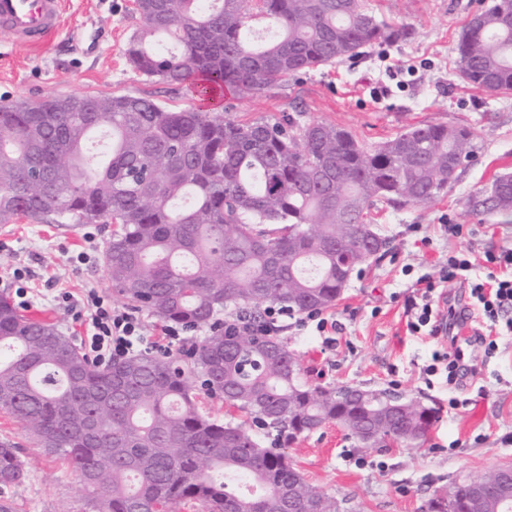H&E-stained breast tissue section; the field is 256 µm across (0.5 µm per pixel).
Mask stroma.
<instances>
[{
  "label": "stroma",
  "mask_w": 512,
  "mask_h": 512,
  "mask_svg": "<svg viewBox=\"0 0 512 512\" xmlns=\"http://www.w3.org/2000/svg\"><path fill=\"white\" fill-rule=\"evenodd\" d=\"M61 31L39 47L15 45L0 30V102L38 101L64 94L143 95L166 109L198 106L180 84L146 77L126 56L142 19L132 0H66ZM391 23H408L413 36L376 45L364 57L290 76L267 92L244 99L226 95L212 112L248 122L290 114L300 122H326L375 146L418 123L464 126L475 135L474 157L447 193L423 207L377 204L370 215L386 246L378 261L352 275L340 299L324 316L336 326L319 333L314 324L289 320L281 339L297 357V380L306 387L356 386L391 392L435 411L421 448L391 443L364 448L347 429L328 425L281 441L305 479L342 501L345 512H424L425 503L489 471L512 468V335L498 337L486 355L463 344L479 374L448 387L444 376L426 378L431 354L446 349L438 337L410 334L411 284L439 275L450 252L468 250L475 265L486 251L512 246V213L469 208L493 181L512 173V90L489 94L463 81L456 68L459 36L474 14L493 0H365ZM460 224L462 237L445 227ZM108 224H55L24 216L0 224V281L11 267L28 268V286L39 309L66 335L79 336L73 308L53 307L52 295L81 298L86 289L111 293L103 252ZM87 251L88 264L71 255ZM458 399L449 408V399ZM20 448L26 480L0 486V505L11 512H91L81 485L59 459L37 448L22 424L0 411V442Z\"/></svg>",
  "instance_id": "1"
}]
</instances>
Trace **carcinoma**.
I'll use <instances>...</instances> for the list:
<instances>
[{"instance_id": "1", "label": "carcinoma", "mask_w": 512, "mask_h": 512, "mask_svg": "<svg viewBox=\"0 0 512 512\" xmlns=\"http://www.w3.org/2000/svg\"><path fill=\"white\" fill-rule=\"evenodd\" d=\"M141 18L131 66L201 100L222 89L259 95L413 34L363 0H164L159 11L141 7ZM456 51L465 81L512 90V0L475 14ZM78 102L70 112L0 104V224L24 215L115 225L104 252L113 294L210 331L188 361L142 354L101 366L53 323L0 298V410L67 463L96 512H286L290 487L294 512H339L282 449L245 420L205 414L200 395L290 439L334 423L356 437L375 424L384 436L371 447L420 446L433 409L415 403L394 415L353 387L305 388L282 339L244 336L229 351L214 320L232 306L259 321L269 307L334 305L352 273L379 258L371 208L431 202L456 179L448 157L473 155L471 131L419 124L366 149L344 129L291 116L240 123L132 95ZM504 184L499 205L472 200V209L511 212L512 180L492 190ZM26 476L18 449L1 442L0 486Z\"/></svg>"}]
</instances>
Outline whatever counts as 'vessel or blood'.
<instances>
[{"instance_id": "obj_1", "label": "vessel or blood", "mask_w": 512, "mask_h": 512, "mask_svg": "<svg viewBox=\"0 0 512 512\" xmlns=\"http://www.w3.org/2000/svg\"><path fill=\"white\" fill-rule=\"evenodd\" d=\"M61 0H0V28L19 44L36 46L61 27Z\"/></svg>"}]
</instances>
